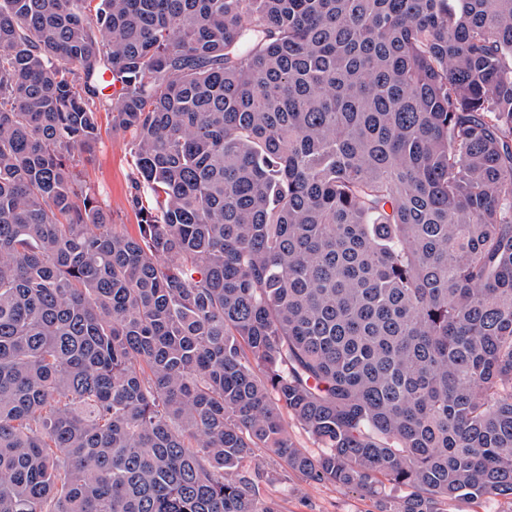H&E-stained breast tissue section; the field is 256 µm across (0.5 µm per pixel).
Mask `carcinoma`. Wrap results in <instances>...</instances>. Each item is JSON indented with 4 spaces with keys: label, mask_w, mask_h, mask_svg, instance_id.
Returning <instances> with one entry per match:
<instances>
[{
    "label": "carcinoma",
    "mask_w": 512,
    "mask_h": 512,
    "mask_svg": "<svg viewBox=\"0 0 512 512\" xmlns=\"http://www.w3.org/2000/svg\"><path fill=\"white\" fill-rule=\"evenodd\" d=\"M258 448L512 499V0H0V512H279ZM101 140L85 161L83 178L98 193L112 212L115 224L135 235L139 215L130 203V184L133 172V138L128 132L112 129V114L108 106L100 109Z\"/></svg>",
    "instance_id": "1"
}]
</instances>
